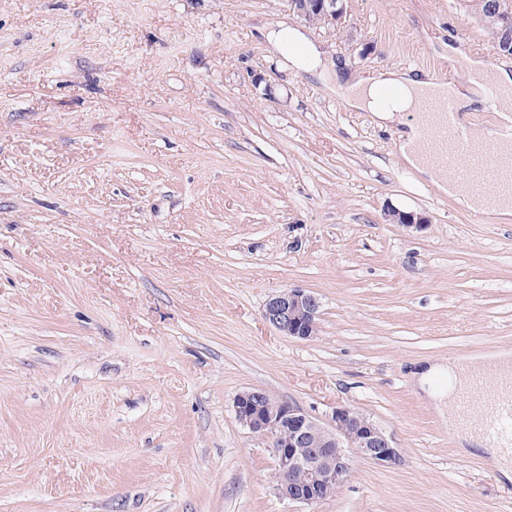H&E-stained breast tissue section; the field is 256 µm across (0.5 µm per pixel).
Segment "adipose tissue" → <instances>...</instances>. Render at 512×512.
<instances>
[{
  "label": "adipose tissue",
  "instance_id": "ef3b65f1",
  "mask_svg": "<svg viewBox=\"0 0 512 512\" xmlns=\"http://www.w3.org/2000/svg\"><path fill=\"white\" fill-rule=\"evenodd\" d=\"M268 41L281 52L286 53L288 62L298 69L319 68L323 60L315 48L306 44L303 33L295 28L283 26L270 31ZM387 86L401 88L403 95L389 106L382 105L378 91ZM444 87L441 79L431 74L412 75L401 72H381L367 77H360L342 86L341 91L349 107L373 113L380 121H396L400 113L411 109L417 96L440 92ZM423 136L422 127H412L399 135V153L411 167L429 176L433 182L461 205L471 211H481L485 202L461 188L457 180L448 177L424 155L420 148ZM453 374L459 388H469L472 381L479 376H488L500 382L512 379V353L500 351L492 354H477L450 361H437L419 368L414 373L416 386L429 398L440 401L445 397L438 383L445 374Z\"/></svg>",
  "mask_w": 512,
  "mask_h": 512
}]
</instances>
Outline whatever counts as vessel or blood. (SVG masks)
<instances>
[{"instance_id": "vessel-or-blood-1", "label": "vessel or blood", "mask_w": 512, "mask_h": 512, "mask_svg": "<svg viewBox=\"0 0 512 512\" xmlns=\"http://www.w3.org/2000/svg\"><path fill=\"white\" fill-rule=\"evenodd\" d=\"M484 100L491 112L512 104V88L486 83ZM419 110L430 118L420 144L436 166L458 171L460 182L474 193L490 194L495 201L512 197V154L503 155L471 141L457 120L452 89H445L439 98L422 99ZM457 416L481 434L487 447L512 457V388L477 381L460 395Z\"/></svg>"}]
</instances>
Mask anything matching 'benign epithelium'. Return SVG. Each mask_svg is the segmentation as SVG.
<instances>
[{
    "mask_svg": "<svg viewBox=\"0 0 512 512\" xmlns=\"http://www.w3.org/2000/svg\"><path fill=\"white\" fill-rule=\"evenodd\" d=\"M289 3L298 18L310 26L318 16L334 28L345 22L344 0ZM386 218L408 228L426 223L422 216L396 208L387 210ZM320 313L321 302L315 293L289 288L268 299L263 319L280 335L307 341L317 335ZM234 408L243 427L270 440L273 489L290 502L316 506L333 497L350 475L354 454L383 467L403 463L393 438L350 406L336 407L326 421L320 422L291 401H273L265 391L253 389L239 393Z\"/></svg>",
    "mask_w": 512,
    "mask_h": 512,
    "instance_id": "7a95c632",
    "label": "benign epithelium"
}]
</instances>
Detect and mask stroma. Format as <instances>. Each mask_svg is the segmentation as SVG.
Returning <instances> with one entry per match:
<instances>
[{
  "label": "stroma",
  "mask_w": 512,
  "mask_h": 512,
  "mask_svg": "<svg viewBox=\"0 0 512 512\" xmlns=\"http://www.w3.org/2000/svg\"><path fill=\"white\" fill-rule=\"evenodd\" d=\"M0 0V512H512L414 383L512 351V223L409 167L401 114L347 107L335 70L512 72L469 0ZM302 30L326 72L267 40ZM427 217L392 224L388 208ZM321 300L316 338L266 300ZM261 389L324 420L354 407L405 462L354 458L315 507L279 498ZM291 8L305 24L314 25L315 17H323L325 26L340 28L345 22L344 0H289ZM320 308L321 302L315 293L289 288L268 299L262 315L280 335L307 341L317 335Z\"/></svg>",
  "instance_id": "35a3bbf8"
}]
</instances>
